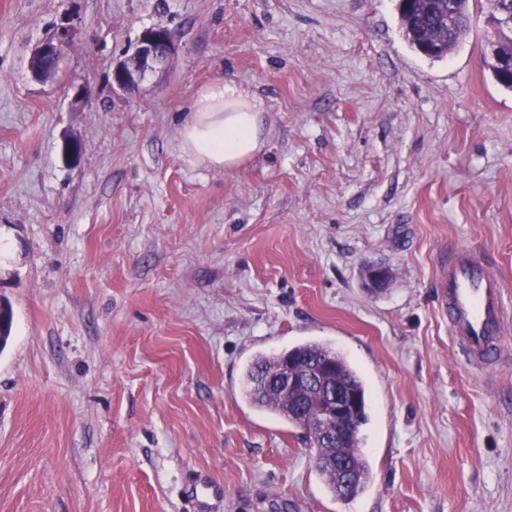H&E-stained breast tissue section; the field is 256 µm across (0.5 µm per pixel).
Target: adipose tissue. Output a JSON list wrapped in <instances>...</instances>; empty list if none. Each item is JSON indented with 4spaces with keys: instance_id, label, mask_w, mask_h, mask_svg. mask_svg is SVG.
Listing matches in <instances>:
<instances>
[{
    "instance_id": "1",
    "label": "adipose tissue",
    "mask_w": 512,
    "mask_h": 512,
    "mask_svg": "<svg viewBox=\"0 0 512 512\" xmlns=\"http://www.w3.org/2000/svg\"><path fill=\"white\" fill-rule=\"evenodd\" d=\"M268 127L263 100L236 84L216 82L194 97L180 146L193 163L231 172L263 153Z\"/></svg>"
}]
</instances>
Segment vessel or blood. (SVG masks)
I'll return each mask as SVG.
<instances>
[{"label":"vessel or blood","mask_w":512,"mask_h":512,"mask_svg":"<svg viewBox=\"0 0 512 512\" xmlns=\"http://www.w3.org/2000/svg\"><path fill=\"white\" fill-rule=\"evenodd\" d=\"M437 297L450 336L470 358L488 360L499 353L507 305L504 285L487 259L454 250L440 265Z\"/></svg>","instance_id":"b4317fda"}]
</instances>
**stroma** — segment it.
Instances as JSON below:
<instances>
[{
  "label": "stroma",
  "mask_w": 512,
  "mask_h": 512,
  "mask_svg": "<svg viewBox=\"0 0 512 512\" xmlns=\"http://www.w3.org/2000/svg\"><path fill=\"white\" fill-rule=\"evenodd\" d=\"M470 7L431 60L398 0H0V512H197L206 485L209 512H512V334L472 368L435 288L458 245L512 295V90L482 64L489 0ZM154 27L173 52L113 87ZM219 81L270 114L233 172L180 148ZM305 340L368 384L350 502L244 395L253 353ZM73 39V31L62 30L58 36L42 44L35 52L31 61V70L36 77L48 76L44 61L46 59H60L64 47Z\"/></svg>",
  "instance_id": "stroma-1"
}]
</instances>
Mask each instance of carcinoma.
I'll list each match as a JSON object with an SVG mask.
<instances>
[{
	"instance_id": "cac0c4a2",
	"label": "carcinoma",
	"mask_w": 512,
	"mask_h": 512,
	"mask_svg": "<svg viewBox=\"0 0 512 512\" xmlns=\"http://www.w3.org/2000/svg\"><path fill=\"white\" fill-rule=\"evenodd\" d=\"M400 21L408 43L423 56L441 60L462 42L470 31L469 0H414L410 5H398ZM454 15L452 26H447L446 13ZM4 324L0 326V352L11 337L14 313L10 303L3 308ZM287 359L305 365L325 362L328 375L336 388L358 397V405L334 448L309 441L314 450V467L323 478L328 492L334 498L351 501L362 494L371 481V467L360 447L361 429L368 420L367 388L357 368L342 352L328 343L308 340L280 352L258 353L243 372L244 393L250 404L268 412L308 436L310 425L321 413L320 397L288 395L253 388L257 377L274 375Z\"/></svg>"
}]
</instances>
